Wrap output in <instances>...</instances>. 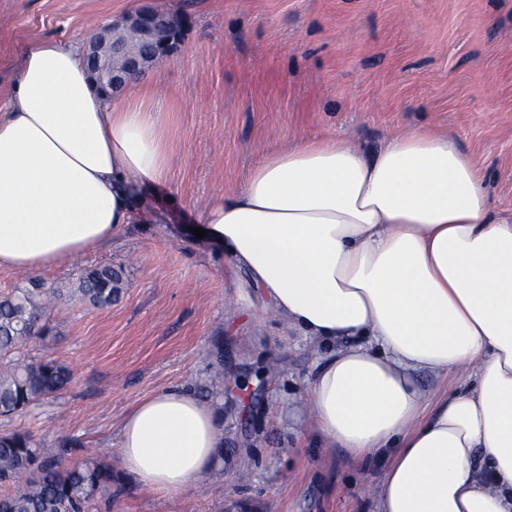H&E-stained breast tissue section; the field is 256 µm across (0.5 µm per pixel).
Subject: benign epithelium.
Here are the masks:
<instances>
[{"label": "benign epithelium", "instance_id": "benign-epithelium-1", "mask_svg": "<svg viewBox=\"0 0 512 512\" xmlns=\"http://www.w3.org/2000/svg\"><path fill=\"white\" fill-rule=\"evenodd\" d=\"M187 17L162 8L125 16L88 42L86 60L92 79L114 95L129 81L144 76L172 56L183 40ZM136 42L128 40V34Z\"/></svg>", "mask_w": 512, "mask_h": 512}]
</instances>
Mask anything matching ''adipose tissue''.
Here are the masks:
<instances>
[{
  "label": "adipose tissue",
  "instance_id": "adipose-tissue-1",
  "mask_svg": "<svg viewBox=\"0 0 512 512\" xmlns=\"http://www.w3.org/2000/svg\"><path fill=\"white\" fill-rule=\"evenodd\" d=\"M155 86L119 99L79 44L30 42L0 107V269L39 271L111 241L164 179ZM205 240L324 347L304 417L362 459L392 452L379 512H512V214L478 161L413 129L374 154L339 139L269 153L203 215ZM461 373L428 410L419 373ZM219 409L186 388L136 402L117 450L146 492L177 497L219 464Z\"/></svg>",
  "mask_w": 512,
  "mask_h": 512
}]
</instances>
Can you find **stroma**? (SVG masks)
I'll return each mask as SVG.
<instances>
[{"label": "stroma", "mask_w": 512, "mask_h": 512, "mask_svg": "<svg viewBox=\"0 0 512 512\" xmlns=\"http://www.w3.org/2000/svg\"><path fill=\"white\" fill-rule=\"evenodd\" d=\"M145 6L185 12L180 50L147 80L170 141L166 178L133 201L110 244L40 271H0V296L86 268L123 270L111 307L63 299L38 358L73 372L68 389L11 417L68 462L112 466L89 512H377L389 459L355 462L300 411L322 354L243 300L228 258L193 233L206 204L238 188L271 150L300 137L347 138L365 153L426 128L481 162L494 210L512 209V0H0V92L25 47L66 43ZM277 374H265L267 364ZM218 400L224 463L181 497L138 489L116 452L123 415L168 387Z\"/></svg>", "instance_id": "1"}]
</instances>
